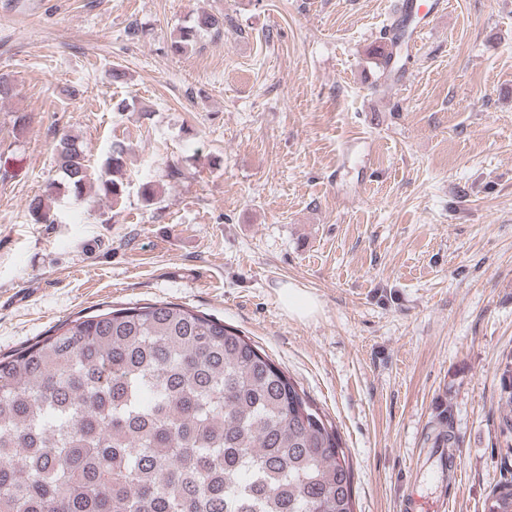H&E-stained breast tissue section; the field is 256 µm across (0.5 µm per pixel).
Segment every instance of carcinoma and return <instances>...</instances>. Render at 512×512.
I'll return each mask as SVG.
<instances>
[{"mask_svg": "<svg viewBox=\"0 0 512 512\" xmlns=\"http://www.w3.org/2000/svg\"><path fill=\"white\" fill-rule=\"evenodd\" d=\"M410 16L376 67L389 78ZM224 17L201 13L173 36L184 52ZM62 180L121 203L126 148L92 172L78 140L56 147ZM43 198L37 224L53 222ZM501 433L512 439V384L501 381ZM434 448H457L444 408ZM353 472L324 411L252 341L224 321L157 302L109 308L0 355V512H354ZM484 512H512L502 477Z\"/></svg>", "mask_w": 512, "mask_h": 512, "instance_id": "carcinoma-1", "label": "carcinoma"}]
</instances>
